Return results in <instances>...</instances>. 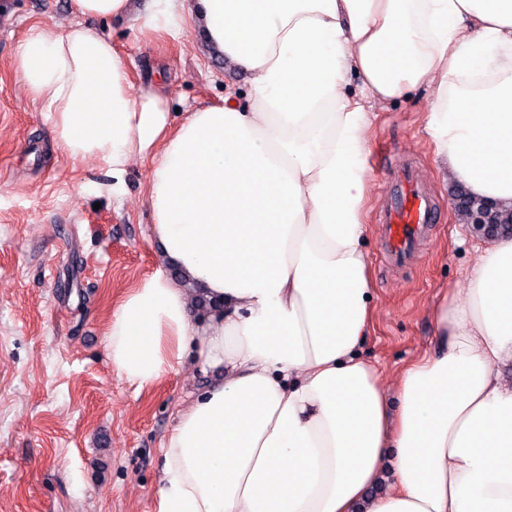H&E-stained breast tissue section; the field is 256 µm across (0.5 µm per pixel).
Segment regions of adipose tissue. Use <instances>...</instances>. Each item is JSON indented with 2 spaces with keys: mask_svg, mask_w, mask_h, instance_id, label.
Masks as SVG:
<instances>
[{
  "mask_svg": "<svg viewBox=\"0 0 512 512\" xmlns=\"http://www.w3.org/2000/svg\"><path fill=\"white\" fill-rule=\"evenodd\" d=\"M73 3L77 23L30 27L15 63L57 148L98 159L113 194L149 164L162 263L112 310V369L143 389L190 352L210 377L161 444L157 512H512V238L475 248L393 384L361 355L375 113L426 89L438 174L512 209V0ZM106 17L200 28L247 105L172 123ZM202 299L224 313L198 326Z\"/></svg>",
  "mask_w": 512,
  "mask_h": 512,
  "instance_id": "obj_1",
  "label": "adipose tissue"
}]
</instances>
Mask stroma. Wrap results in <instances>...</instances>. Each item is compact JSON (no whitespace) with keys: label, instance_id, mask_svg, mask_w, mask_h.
<instances>
[{"label":"stroma","instance_id":"obj_1","mask_svg":"<svg viewBox=\"0 0 512 512\" xmlns=\"http://www.w3.org/2000/svg\"><path fill=\"white\" fill-rule=\"evenodd\" d=\"M71 0H0V512H153L161 443L189 395L208 382L192 364L153 389L119 378L107 357L113 305L160 264L146 199L148 166L132 162L124 193L102 187L97 160L56 150L51 122L24 91L15 49L35 24H68ZM95 27L134 61L135 87L169 108L245 100L244 75L206 50L196 27L147 40L127 18ZM424 92L378 112L368 165L369 255L376 314L363 352L386 378L429 351L430 309L463 285L482 235L460 223L421 131ZM414 165L440 220L420 263L395 271L377 233L397 163Z\"/></svg>","mask_w":512,"mask_h":512}]
</instances>
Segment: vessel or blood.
I'll return each instance as SVG.
<instances>
[{"label": "vessel or blood", "mask_w": 512, "mask_h": 512, "mask_svg": "<svg viewBox=\"0 0 512 512\" xmlns=\"http://www.w3.org/2000/svg\"><path fill=\"white\" fill-rule=\"evenodd\" d=\"M391 182L394 190L381 225L385 254L393 265H411L438 223L439 212L411 168L395 167Z\"/></svg>", "instance_id": "b4317fda"}]
</instances>
